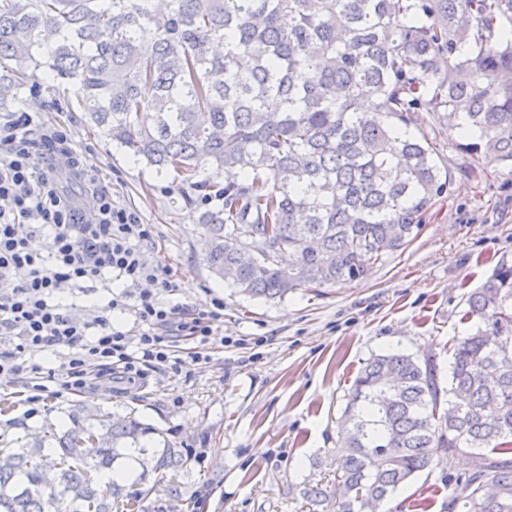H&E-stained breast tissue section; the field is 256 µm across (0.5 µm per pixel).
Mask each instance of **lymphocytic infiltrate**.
I'll return each mask as SVG.
<instances>
[{"instance_id": "obj_1", "label": "lymphocytic infiltrate", "mask_w": 512, "mask_h": 512, "mask_svg": "<svg viewBox=\"0 0 512 512\" xmlns=\"http://www.w3.org/2000/svg\"><path fill=\"white\" fill-rule=\"evenodd\" d=\"M66 174L81 179L86 171L64 127L43 126L27 111L0 123V378L23 384L30 417L48 398L83 393L107 375L134 384L152 371L208 363L224 318L216 297L193 308L160 300L173 282L167 266L146 256L153 225L103 190L90 208L79 206L62 185ZM115 281L121 296L106 308L86 306L80 321L55 299L63 289L87 298ZM118 307L132 327L112 322L108 311ZM184 341L192 349L183 356ZM58 349L61 371L43 370L37 355Z\"/></svg>"}]
</instances>
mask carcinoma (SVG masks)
Returning <instances> with one entry per match:
<instances>
[{"label": "carcinoma", "mask_w": 512, "mask_h": 512, "mask_svg": "<svg viewBox=\"0 0 512 512\" xmlns=\"http://www.w3.org/2000/svg\"><path fill=\"white\" fill-rule=\"evenodd\" d=\"M38 71L171 181L209 271L253 298L354 281L414 240L449 174L413 114L512 163V0H0V104ZM465 304L475 328L452 338L448 378L433 353L365 363L337 421L338 487L309 503L388 512L437 456L466 455L448 512H512V264ZM143 430L76 417L53 456L0 449V512H138L103 476ZM186 465L168 445L139 479Z\"/></svg>", "instance_id": "cac0c4a2"}]
</instances>
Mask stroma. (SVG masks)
<instances>
[{
    "label": "stroma",
    "mask_w": 512,
    "mask_h": 512,
    "mask_svg": "<svg viewBox=\"0 0 512 512\" xmlns=\"http://www.w3.org/2000/svg\"><path fill=\"white\" fill-rule=\"evenodd\" d=\"M9 109L69 130L97 187L154 225L146 254L173 271L167 301H224L217 330L223 344L210 350L208 363L181 374L157 371L133 387L98 383L49 399L30 419L21 383L0 380V403L9 406L0 414V448L24 447L48 426L65 431L83 405L95 425L128 415L146 424L134 476L164 445L201 452L175 482L154 475L143 484L127 480V490L142 495V512H309L303 483L313 460L336 454V420L363 363L400 349L436 353L447 367L449 340L471 330L461 320L467 293L498 261L512 264V166L491 155L467 157L462 137L439 125L424 133L450 183L411 244L357 280L266 301L210 274L200 251L202 226L166 181L90 127L73 85L44 82L36 96L15 91ZM464 469L437 459L399 489L393 512H448L444 479Z\"/></svg>",
    "instance_id": "35a3bbf8"
}]
</instances>
